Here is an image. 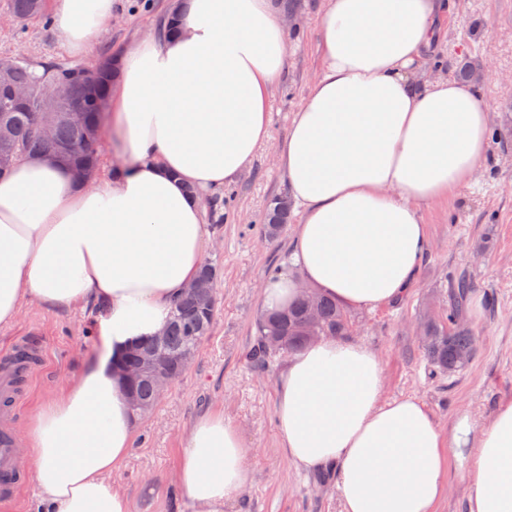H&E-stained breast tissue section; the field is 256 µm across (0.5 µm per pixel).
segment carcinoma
<instances>
[{
	"instance_id": "cac0c4a2",
	"label": "carcinoma",
	"mask_w": 512,
	"mask_h": 512,
	"mask_svg": "<svg viewBox=\"0 0 512 512\" xmlns=\"http://www.w3.org/2000/svg\"><path fill=\"white\" fill-rule=\"evenodd\" d=\"M8 10L18 23L32 19L47 20L45 0H8ZM0 71L7 74L8 85L0 84V126L6 130V141L24 157H33L48 151L66 149L60 163L66 165L83 181L97 168L98 143L88 139L92 132L102 130L106 117L107 95L115 71L101 68L95 80L86 77L87 68L57 63L35 65L17 56L0 57ZM56 79L69 84V101L81 110L82 121L71 123L66 113L48 106L44 101V88ZM28 90L26 103L12 101L9 88ZM44 124L53 126V139L46 140L38 129ZM289 218L288 199L279 198L269 209L263 230L266 237H279ZM453 292L448 302V320L430 319L424 325L422 347L429 365L440 374H454L473 360L476 354L473 331L462 321L464 305L472 290L468 279L460 276L452 280ZM317 311L310 309L308 296L300 297L290 306L264 312L256 324V339L248 359L266 366L280 353L294 352L311 337L347 336L352 322L347 311L336 300L315 294ZM216 309L206 312L198 299L183 295L176 304L168 324L166 340L153 346L150 339L140 341L145 348H155L163 357L176 363L183 373V357H192L202 339L210 333ZM139 405L130 408L139 416L142 406L154 409L158 404L155 385L148 378L136 381L131 387Z\"/></svg>"
}]
</instances>
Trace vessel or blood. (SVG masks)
<instances>
[{
  "mask_svg": "<svg viewBox=\"0 0 512 512\" xmlns=\"http://www.w3.org/2000/svg\"><path fill=\"white\" fill-rule=\"evenodd\" d=\"M45 358L44 345L23 336L16 341L9 363L0 366V498L6 500L15 496L23 477L13 433L19 387Z\"/></svg>",
  "mask_w": 512,
  "mask_h": 512,
  "instance_id": "vessel-or-blood-1",
  "label": "vessel or blood"
}]
</instances>
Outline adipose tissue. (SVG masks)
Returning a JSON list of instances; mask_svg holds the SVG:
<instances>
[{
	"label": "adipose tissue",
	"mask_w": 512,
	"mask_h": 512,
	"mask_svg": "<svg viewBox=\"0 0 512 512\" xmlns=\"http://www.w3.org/2000/svg\"><path fill=\"white\" fill-rule=\"evenodd\" d=\"M437 0H325L322 63L278 162L299 207V277L265 282L266 309L308 284L350 309L410 285L428 244L423 203L468 186L489 150L475 90L425 70ZM112 0H56L72 51L107 30ZM180 30L119 57L104 135L122 164L92 184L59 163L18 161L0 179V326L26 303L90 312L95 356L27 430L41 512H130L112 473L134 418L112 362L168 324L200 272L207 229L187 189L232 184L270 139L269 91L288 59L273 0H182ZM367 345L322 339L290 354L277 383L279 437L305 470L336 468L344 512H435L444 452L464 466L470 512H512V403L483 425L459 412L442 434L417 397L382 396ZM247 450L223 416L190 428L179 483L192 512H222L245 486Z\"/></svg>",
	"instance_id": "obj_1"
}]
</instances>
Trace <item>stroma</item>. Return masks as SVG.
Wrapping results in <instances>:
<instances>
[{"label":"stroma","mask_w":512,"mask_h":512,"mask_svg":"<svg viewBox=\"0 0 512 512\" xmlns=\"http://www.w3.org/2000/svg\"><path fill=\"white\" fill-rule=\"evenodd\" d=\"M290 5L288 62L270 95V141L228 187L204 194L224 201L219 246L206 259L221 262L214 328L186 372L158 407L135 421L134 443L112 480L127 495L130 512H190L178 486L185 437L206 413L223 414L247 448L246 487L224 504V512H343L332 471H306L288 462L276 420V388L283 358L268 367L248 363L256 319L263 309L264 282L287 266L299 220L291 212L284 232L265 238L266 210L287 195L277 151L288 137L298 107L320 65L319 20L324 0H280ZM436 38L427 53L431 74L457 78L471 64L472 86L489 110L493 135L486 160L471 186L422 204L428 249L412 284L397 299L371 310L351 312V339L381 358L388 399L414 395L448 431L459 411L484 423L512 402V0H441ZM173 0H114L107 38L85 55L69 50L62 33L32 21L0 24V56L25 54L34 64L87 65L122 52L156 31ZM466 276L473 291L463 315L477 337L470 365L452 376L432 374L419 335L429 317L448 312L451 281ZM43 342L46 362L26 389L15 420L24 437L37 409L56 397L83 368L95 348L90 318L78 310L28 305L13 325L0 328V363L19 335ZM448 489L435 512H469L472 493L455 457H447Z\"/></svg>","instance_id":"stroma-1"}]
</instances>
